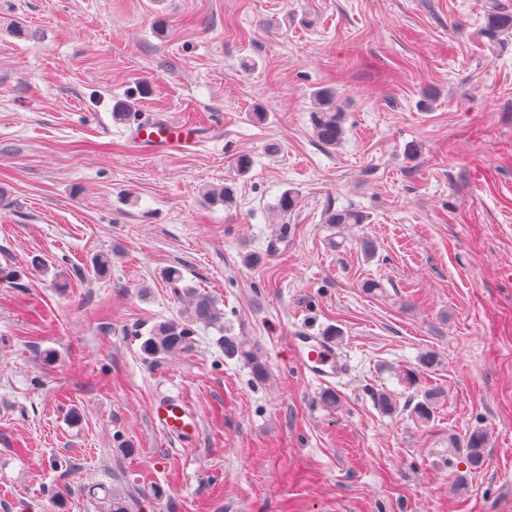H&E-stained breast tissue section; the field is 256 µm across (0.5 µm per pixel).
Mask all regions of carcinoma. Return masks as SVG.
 <instances>
[{
	"label": "carcinoma",
	"mask_w": 512,
	"mask_h": 512,
	"mask_svg": "<svg viewBox=\"0 0 512 512\" xmlns=\"http://www.w3.org/2000/svg\"><path fill=\"white\" fill-rule=\"evenodd\" d=\"M482 37L490 42H501V37L512 35V12L493 9L486 14L481 27ZM316 107L311 111V126L314 137L326 147L338 145L345 134V116L335 104L336 92L331 88L314 91ZM366 216L355 209L329 210L325 215L327 224H363ZM189 302L187 309L177 318L155 324L142 341L141 350L144 355L156 359L161 355L181 352L193 344L194 326L202 324L224 331V313L217 302L205 293L191 288L186 289ZM220 343L224 355L230 359L240 358L251 366V373L256 380H265L269 376L266 364L258 353L245 349L238 341L223 336ZM442 396L441 391L429 389L425 391L424 400L413 409L415 418L427 423L433 416L436 401ZM487 436L481 430H473L463 441L464 457L467 469L476 472L483 468L486 455ZM100 512H129V503L118 491L106 490L98 501Z\"/></svg>",
	"instance_id": "1"
}]
</instances>
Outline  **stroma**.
Masks as SVG:
<instances>
[{"label": "stroma", "instance_id": "35a3bbf8", "mask_svg": "<svg viewBox=\"0 0 512 512\" xmlns=\"http://www.w3.org/2000/svg\"><path fill=\"white\" fill-rule=\"evenodd\" d=\"M494 7L512 0H0V512H98L99 485L130 512H512V38L478 36ZM324 86L346 114L333 148L310 121ZM143 116L201 138L136 150ZM225 184L234 206L206 196ZM350 207L366 223H324ZM188 287L223 331L146 360ZM299 329L336 335L331 386L293 361ZM163 394L197 413L195 443L153 426ZM475 429L471 473L448 440ZM219 341L223 345L226 357L230 359L240 358L251 366V373L255 380H266L268 378V369L258 353L245 349L238 341L224 335ZM487 436L481 430H473L463 441L465 447L464 457L469 472L481 470L484 466L486 455Z\"/></svg>", "mask_w": 512, "mask_h": 512}]
</instances>
